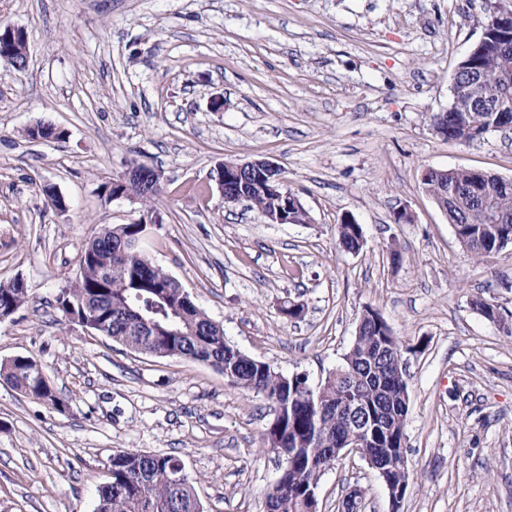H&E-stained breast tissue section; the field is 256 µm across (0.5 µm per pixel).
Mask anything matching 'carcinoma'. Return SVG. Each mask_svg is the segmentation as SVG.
I'll return each instance as SVG.
<instances>
[{
  "label": "carcinoma",
  "instance_id": "carcinoma-1",
  "mask_svg": "<svg viewBox=\"0 0 512 512\" xmlns=\"http://www.w3.org/2000/svg\"><path fill=\"white\" fill-rule=\"evenodd\" d=\"M474 72L505 110L512 109V41L486 39L470 66L458 75L448 109L430 119L440 121L448 142H468L470 125L486 127L495 121L493 113L478 110ZM142 169L139 180L125 185L110 182L105 191L110 196L128 192L150 201L158 191L151 190L149 167ZM476 179V171L470 169L428 168L421 174L426 192L445 207L459 244L483 258L498 252L497 239L512 237V187L492 182L477 200L470 193ZM451 189L457 191L452 200L445 197ZM229 190L247 196L260 213L274 208L275 201L250 182H234ZM349 229V224L336 225L339 247L347 252L362 250L360 235ZM141 233L138 224H118L92 236L81 250L76 278L61 290L59 309L66 314L68 303L86 299L107 319L104 334L113 342L141 354L208 364L221 370L231 386L273 403L276 416L265 437L279 462L280 485L266 492L272 512H302L310 490L318 487L324 472L344 451L348 430L342 402L359 400L365 412L377 417L381 442L371 448L374 459L405 450L406 433L394 430V425L407 421L409 413L408 381L396 371L407 349L379 310L367 308L369 316L338 370L308 395L303 380L293 381L229 344L224 327L192 303L177 279L141 248L126 247ZM26 299V291L0 282V310L15 311ZM0 377L50 409L69 406V400L60 398L39 377L34 362L1 364ZM182 471L181 460L172 455L119 451L112 455L110 477L98 490L94 512H204L190 475L169 480Z\"/></svg>",
  "mask_w": 512,
  "mask_h": 512
}]
</instances>
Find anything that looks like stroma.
<instances>
[{"label": "stroma", "mask_w": 512, "mask_h": 512, "mask_svg": "<svg viewBox=\"0 0 512 512\" xmlns=\"http://www.w3.org/2000/svg\"><path fill=\"white\" fill-rule=\"evenodd\" d=\"M498 10L512 0H0V22L28 34L24 71L0 60V282L28 289L0 322V365L33 357L70 399L60 413L0 379V512H94L121 450L178 457L205 512H264L279 476L271 405L58 307L93 231L141 220L144 251L226 340L310 385L340 364L363 310L379 309L409 348L418 486L402 512H512V246L474 260L421 184L427 168L512 178V129L465 144L430 126ZM44 120L67 138L24 136ZM261 158L308 223L224 203L218 166ZM134 163L161 173L159 194L107 199L104 184ZM403 208L413 222H395ZM345 215L360 253L337 245ZM476 296L498 320L473 310ZM287 300L301 318L282 314ZM356 488L363 512H389L354 454L322 475L318 512Z\"/></svg>", "instance_id": "1"}]
</instances>
